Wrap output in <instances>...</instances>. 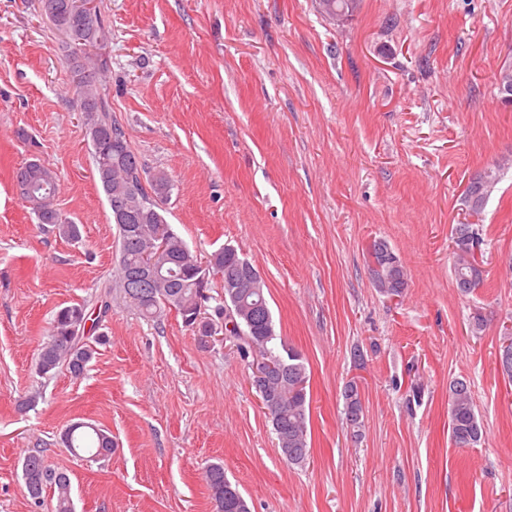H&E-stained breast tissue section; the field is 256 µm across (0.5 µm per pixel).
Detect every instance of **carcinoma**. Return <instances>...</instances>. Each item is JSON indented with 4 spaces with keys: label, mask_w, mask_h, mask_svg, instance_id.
<instances>
[{
    "label": "carcinoma",
    "mask_w": 512,
    "mask_h": 512,
    "mask_svg": "<svg viewBox=\"0 0 512 512\" xmlns=\"http://www.w3.org/2000/svg\"><path fill=\"white\" fill-rule=\"evenodd\" d=\"M46 15L57 30L68 39L72 52L68 67L73 77L75 101L84 103L81 109L87 138L94 159L96 177L101 186L116 224L120 259L115 287L124 302L146 320L159 319L167 310H175L185 327L194 330L193 320L198 313L199 288L194 284L198 256L170 227L164 216L165 205L172 195L174 183L164 171L152 175L146 172L130 147L125 132L112 118V107L98 90L99 75L107 69V60L96 53L89 58L78 51L91 47L100 49L110 38L99 6L85 14H76L70 8L71 0H44ZM14 182L21 198L29 205L38 223L54 226L59 235L77 239L78 225L63 218L55 206L58 191L56 172L38 159H31L14 172ZM498 182L497 172L489 169L473 178L467 188L465 203L480 212ZM166 240L165 251L157 258L162 275L149 284L147 294L139 295V285L129 280L143 261L146 252L155 246L156 238ZM453 276L460 294L466 295L483 281L484 270L474 257L481 250L483 239L470 224H459L453 235ZM386 252L387 262L382 270L372 269L380 291L391 297H400L407 285L404 266L386 242L373 244L370 257L380 260ZM242 258L224 249L213 252L208 261V276H218L223 282L221 304L215 307L210 324L234 323L230 332L240 337L248 349L284 369L271 372L260 392L262 404L277 436V445L288 463L305 464L309 455L308 428L310 424V397L307 395V369L301 354L284 347L275 334L272 312L265 293L266 284L258 280L245 295H238L228 287V277L240 274ZM81 306H67L55 314L47 340L38 354L36 370L46 375L60 367L72 377L80 378L87 371L96 354V348L86 338L76 340L83 333L86 322ZM347 419L359 424L363 406L356 384L345 387ZM448 416L451 440L459 448L470 447L481 439L482 422L475 412L471 386L457 380L449 387ZM62 443L76 455L88 453L92 457L112 455V435L89 422H75L62 435ZM34 491L28 492L36 506L44 505L43 492L53 488L50 512H73L71 479L63 470L49 468L43 457H26ZM205 481L210 491L214 512H250L248 503L238 488L224 477V465L211 463L205 470Z\"/></svg>",
    "instance_id": "carcinoma-1"
}]
</instances>
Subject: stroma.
<instances>
[{"instance_id":"obj_1","label":"stroma","mask_w":512,"mask_h":512,"mask_svg":"<svg viewBox=\"0 0 512 512\" xmlns=\"http://www.w3.org/2000/svg\"><path fill=\"white\" fill-rule=\"evenodd\" d=\"M98 2L112 115L147 173L172 178L168 223L199 257L237 249L304 357L310 456L278 452L238 339L199 347L175 312L147 321L117 296L100 315L119 245L70 48L37 0H0V512H47L25 488L31 454L66 470L76 512H213V462L250 512H512V381L497 365L512 323V103L496 84L512 69V0H360L341 24L318 0ZM34 155L79 240L20 198L13 173ZM489 168L499 181L476 214L464 191ZM459 224L484 239V280L466 295ZM378 240L407 272L402 297L375 285ZM73 305L98 325L96 355L82 378L39 375L50 322ZM456 379L483 422L466 448L448 425ZM76 421L107 429L112 456L70 453Z\"/></svg>"}]
</instances>
